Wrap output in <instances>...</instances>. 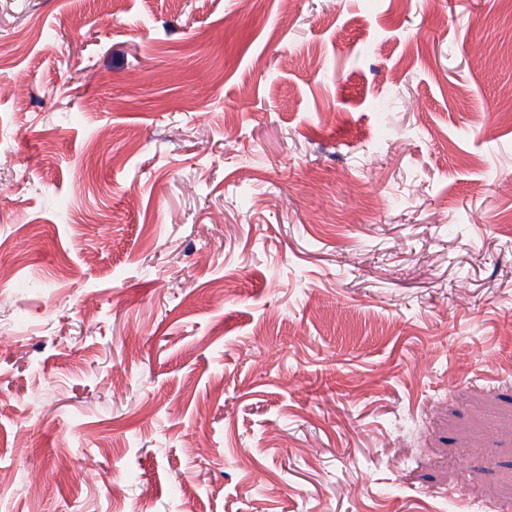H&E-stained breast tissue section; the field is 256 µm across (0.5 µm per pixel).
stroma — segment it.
<instances>
[{
  "instance_id": "stroma-1",
  "label": "stroma",
  "mask_w": 512,
  "mask_h": 512,
  "mask_svg": "<svg viewBox=\"0 0 512 512\" xmlns=\"http://www.w3.org/2000/svg\"><path fill=\"white\" fill-rule=\"evenodd\" d=\"M12 77L0 512H512V0H0Z\"/></svg>"
}]
</instances>
